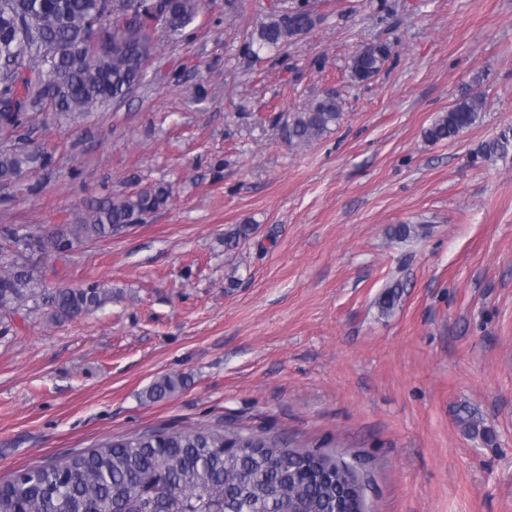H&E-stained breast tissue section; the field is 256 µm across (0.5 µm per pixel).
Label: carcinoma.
<instances>
[{"mask_svg": "<svg viewBox=\"0 0 512 512\" xmlns=\"http://www.w3.org/2000/svg\"><path fill=\"white\" fill-rule=\"evenodd\" d=\"M157 15L135 0L138 22L108 14L96 28L106 0H0V120L17 130L28 114L51 112L76 121L124 100L142 81L154 52L145 30L158 24L178 36L193 22L201 0H161ZM320 22L304 3L271 11L258 28L261 47L280 48ZM393 53L389 43L360 46L345 62L352 81L376 76ZM479 94L466 95L440 112L424 131L430 143L452 139L480 119ZM342 119L336 91L325 90L288 115L282 133L302 146L320 139ZM488 157L512 154V127L482 148ZM47 152L0 148V186L46 167ZM172 189L164 183L107 198L75 224L48 234L0 226V314L32 303L57 319L94 311L112 300L99 284L60 289L41 284L31 257L49 259L76 244L100 240L164 208ZM401 281L380 298L393 309ZM182 376L164 375L147 389L151 400L182 389ZM368 461L307 447H293L264 430L222 428L158 430L117 437L97 448L25 468L0 482V512H366Z\"/></svg>", "mask_w": 512, "mask_h": 512, "instance_id": "1", "label": "carcinoma"}]
</instances>
